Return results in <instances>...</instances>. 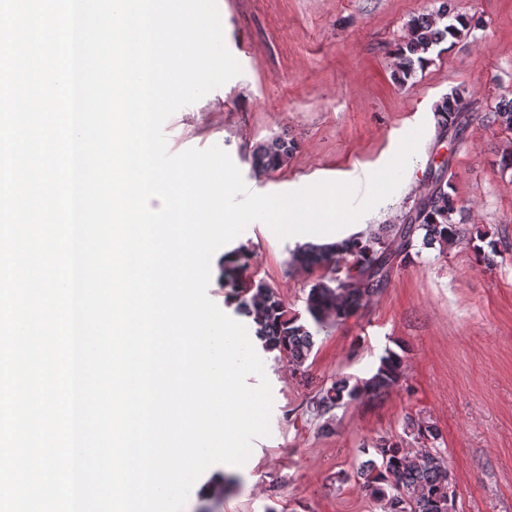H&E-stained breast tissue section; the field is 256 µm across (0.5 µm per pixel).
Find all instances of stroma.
Masks as SVG:
<instances>
[{
	"mask_svg": "<svg viewBox=\"0 0 512 512\" xmlns=\"http://www.w3.org/2000/svg\"><path fill=\"white\" fill-rule=\"evenodd\" d=\"M224 42L239 76L164 124L168 148H223L257 194L284 193L320 180L365 187L416 127V155L387 199L345 234L367 237L399 223L444 168L460 208L462 237L446 249H422L396 262L386 288L345 322L314 331L297 371L276 352H261L272 391L270 434L254 439V466L208 468L184 512H194L218 473L235 482L219 512H381L355 482L362 450L385 436L402 440L413 416L433 423L456 487V512H512V130L490 122L512 95V0H450L475 21L467 37L433 51L407 81L393 52L414 17L436 0H221ZM460 93L465 128L440 134L442 97ZM274 137L293 140L287 166L254 178L248 158ZM488 244L475 249L477 234ZM247 246L248 276L269 284L289 311L305 313L324 275L292 262L297 243L256 221L229 242ZM405 349L398 386L322 417L312 408L339 376L367 378L385 349Z\"/></svg>",
	"mask_w": 512,
	"mask_h": 512,
	"instance_id": "35a3bbf8",
	"label": "stroma"
}]
</instances>
